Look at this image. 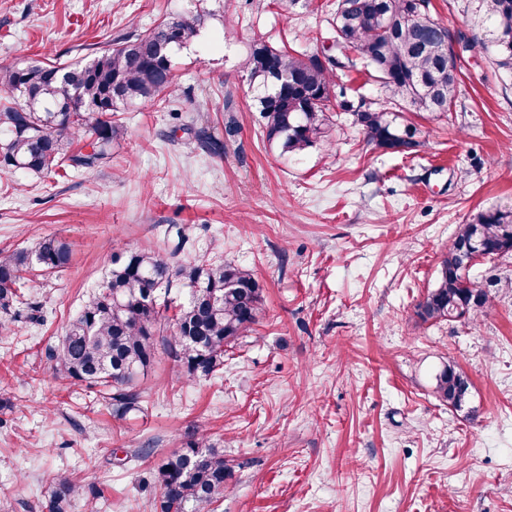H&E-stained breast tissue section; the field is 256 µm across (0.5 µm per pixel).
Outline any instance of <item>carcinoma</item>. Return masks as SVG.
<instances>
[{"mask_svg": "<svg viewBox=\"0 0 512 512\" xmlns=\"http://www.w3.org/2000/svg\"><path fill=\"white\" fill-rule=\"evenodd\" d=\"M429 0H336L327 60L317 54L293 55L265 41L254 42L244 61L255 111L266 138L281 153L299 155L325 140L327 110L337 71L361 66L378 79L389 101L409 112L440 116L450 109L457 90L458 67L448 29L427 8ZM481 36L470 48L494 52L497 64L512 71V0H477ZM201 16L162 20L146 35H128L86 63L67 67L30 64L0 73V167L33 173L58 167L91 168L112 158L120 134L112 113L156 97L176 100L173 59L199 31ZM366 141L383 150L416 149V128L396 112H387L362 97L352 112ZM474 251L491 260L512 253V208H493L459 225L432 288L417 305L424 323L469 319L482 310L489 289L500 280L481 283L469 277ZM70 244L57 237L0 256V335L12 332L24 274L39 267L63 268L71 261ZM176 281L190 287V299L172 317L168 339L180 363L181 379L196 381L224 365L231 347L258 321L262 288L253 274L232 263L180 264L146 249L112 245L110 269L97 292L90 294L69 323L56 359L59 378L112 389V414L139 408L140 376L156 359V336L168 305L161 291ZM468 379L448 365L436 376L435 394L457 409L465 402ZM234 475L224 453L204 433L185 437L181 450L156 468L159 512H215L217 495ZM47 512H68L83 486L66 474L55 477Z\"/></svg>", "mask_w": 512, "mask_h": 512, "instance_id": "1", "label": "carcinoma"}]
</instances>
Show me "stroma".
<instances>
[{"label":"stroma","mask_w":512,"mask_h":512,"mask_svg":"<svg viewBox=\"0 0 512 512\" xmlns=\"http://www.w3.org/2000/svg\"><path fill=\"white\" fill-rule=\"evenodd\" d=\"M333 3L283 16L256 0H0V69L202 16L177 52L178 101L116 113L110 162L0 170V251L72 246L68 267L35 272L0 338V512H47L61 472L100 491L97 512H156L154 469L193 428L234 467L219 512H512V288L469 322L416 314L458 225L512 207V73L467 50L475 0H429L460 77L447 115L409 114L417 151L368 145L337 108L327 141L281 154L243 61L256 40L322 51ZM115 243L244 266L263 295L219 373L184 382L158 351L123 419L48 357ZM449 364L471 382L460 410L434 394Z\"/></svg>","instance_id":"35a3bbf8"}]
</instances>
